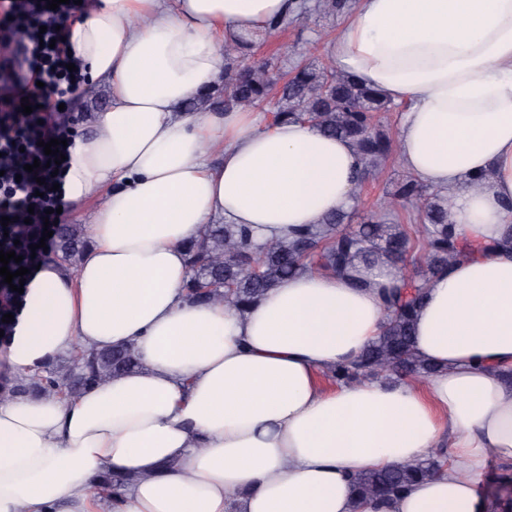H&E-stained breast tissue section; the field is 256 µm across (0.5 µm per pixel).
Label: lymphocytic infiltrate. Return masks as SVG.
Listing matches in <instances>:
<instances>
[{
	"mask_svg": "<svg viewBox=\"0 0 512 512\" xmlns=\"http://www.w3.org/2000/svg\"><path fill=\"white\" fill-rule=\"evenodd\" d=\"M49 0H0V217L9 219L8 237L33 244L40 240L46 213L69 208L64 184L68 163L47 165L44 142L72 140L74 117L62 104L82 80L69 72L73 57L69 20L81 19L86 5L66 0L48 9ZM34 110L24 114L22 101Z\"/></svg>",
	"mask_w": 512,
	"mask_h": 512,
	"instance_id": "obj_1",
	"label": "lymphocytic infiltrate"
}]
</instances>
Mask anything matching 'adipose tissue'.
<instances>
[{"mask_svg": "<svg viewBox=\"0 0 512 512\" xmlns=\"http://www.w3.org/2000/svg\"><path fill=\"white\" fill-rule=\"evenodd\" d=\"M291 0H106L69 51L112 108L75 139L66 196L103 200L74 273L29 282L13 372L80 343L133 345L138 370L64 401L0 398V512H99L106 473H138L112 512H485L487 456L512 464V0H358L327 51L402 105L401 164L451 200L474 248L432 278L415 318L427 380L331 384L380 335L385 266L364 285L312 269L245 312L188 300L185 246L214 217L262 244L349 204L353 145L256 112H184L217 80L218 36L284 17ZM218 162H211V154ZM454 450L441 475L384 501L351 479ZM174 468H166L169 460Z\"/></svg>", "mask_w": 512, "mask_h": 512, "instance_id": "1", "label": "adipose tissue"}]
</instances>
